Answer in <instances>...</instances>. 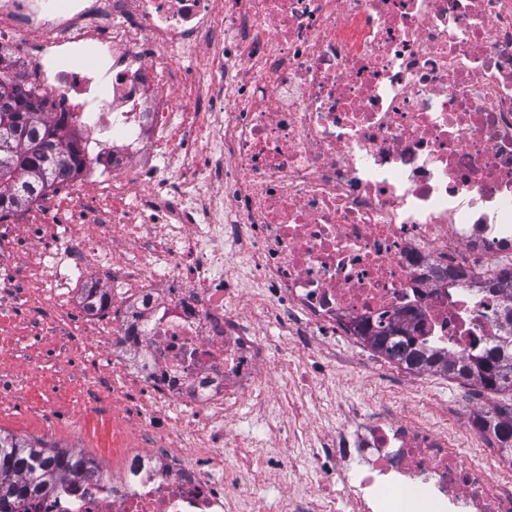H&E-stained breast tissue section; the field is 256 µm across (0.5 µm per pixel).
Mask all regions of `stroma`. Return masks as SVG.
<instances>
[{
    "label": "stroma",
    "instance_id": "1",
    "mask_svg": "<svg viewBox=\"0 0 512 512\" xmlns=\"http://www.w3.org/2000/svg\"><path fill=\"white\" fill-rule=\"evenodd\" d=\"M111 208V202L100 199L95 189H86L76 197L66 184L16 212L8 222L14 229L22 224H95ZM0 264L16 280L12 301L42 312L44 299L32 288L29 271L21 263L15 247L0 251ZM71 334L73 340L68 344L54 337L37 344L28 320L0 317V376L12 380L16 386L14 397L0 401V429L76 450L108 471L112 468V418L116 411L103 398L97 380L78 375L76 359L92 358L95 350L85 338L82 326H73ZM424 382L428 392L423 395L413 381L402 375L339 371L327 380L328 390L335 395L337 404L352 402L366 412L377 407L388 389L399 392L403 405L412 409L426 395L446 406L469 408L470 399L458 382L432 375L426 376ZM52 405L70 411V418L51 419L48 408ZM278 454L283 463L281 471L269 473L257 491L265 512H280L284 497L295 485L288 463L305 458L301 448H282Z\"/></svg>",
    "mask_w": 512,
    "mask_h": 512
}]
</instances>
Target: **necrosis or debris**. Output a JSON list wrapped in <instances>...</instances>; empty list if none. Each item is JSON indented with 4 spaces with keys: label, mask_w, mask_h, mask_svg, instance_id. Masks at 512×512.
<instances>
[{
    "label": "necrosis or debris",
    "mask_w": 512,
    "mask_h": 512,
    "mask_svg": "<svg viewBox=\"0 0 512 512\" xmlns=\"http://www.w3.org/2000/svg\"><path fill=\"white\" fill-rule=\"evenodd\" d=\"M0 65L72 132L74 191L151 195L79 232L22 228L36 337L68 333L72 282L119 300L88 334L138 444L9 512H261L278 459L232 423L264 408L272 336L301 351L304 395L348 366L336 338L391 320L451 359L504 335L512 0H0ZM341 414L281 512H512V453L474 413Z\"/></svg>",
    "instance_id": "4bbe7bcc"
}]
</instances>
